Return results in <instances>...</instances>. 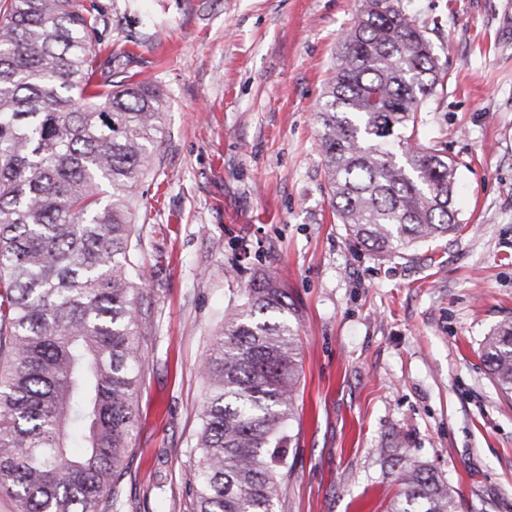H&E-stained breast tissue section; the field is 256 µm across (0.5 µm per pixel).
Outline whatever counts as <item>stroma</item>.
Instances as JSON below:
<instances>
[{
  "mask_svg": "<svg viewBox=\"0 0 512 512\" xmlns=\"http://www.w3.org/2000/svg\"><path fill=\"white\" fill-rule=\"evenodd\" d=\"M165 100L139 188L148 362L122 512H188L201 359L253 276L295 309L301 386L276 512H387L401 467L512 512V398L479 358L512 319V0H401L448 71L423 139L458 162L455 234L378 257L330 205L316 110L361 0H83Z\"/></svg>",
  "mask_w": 512,
  "mask_h": 512,
  "instance_id": "35a3bbf8",
  "label": "stroma"
}]
</instances>
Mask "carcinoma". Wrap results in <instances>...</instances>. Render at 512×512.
<instances>
[{
    "instance_id": "obj_1",
    "label": "carcinoma",
    "mask_w": 512,
    "mask_h": 512,
    "mask_svg": "<svg viewBox=\"0 0 512 512\" xmlns=\"http://www.w3.org/2000/svg\"><path fill=\"white\" fill-rule=\"evenodd\" d=\"M81 0H0V496L14 512H118L135 397V190L164 104L115 80ZM397 0H363L317 117L333 212L392 255L458 228L456 162L419 140L447 83ZM288 289L262 272L227 308L201 364L206 399L189 512H273L299 391ZM481 358L512 396V319ZM388 512H457L435 475L403 470Z\"/></svg>"
}]
</instances>
